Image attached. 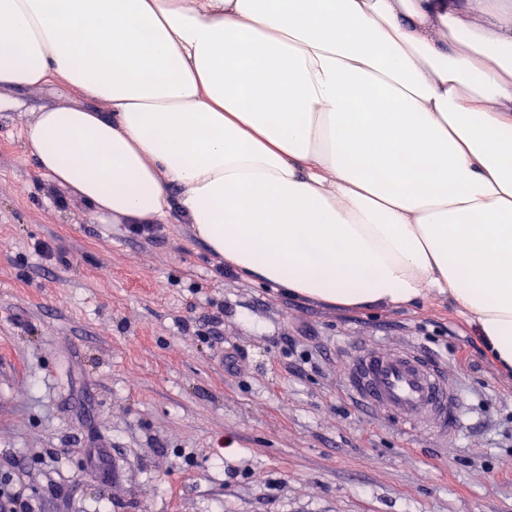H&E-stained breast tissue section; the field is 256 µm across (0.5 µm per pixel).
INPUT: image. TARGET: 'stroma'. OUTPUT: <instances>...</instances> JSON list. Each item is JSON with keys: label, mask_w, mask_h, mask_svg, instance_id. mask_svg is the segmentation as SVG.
Wrapping results in <instances>:
<instances>
[{"label": "stroma", "mask_w": 512, "mask_h": 512, "mask_svg": "<svg viewBox=\"0 0 512 512\" xmlns=\"http://www.w3.org/2000/svg\"><path fill=\"white\" fill-rule=\"evenodd\" d=\"M62 94L0 112V495L32 512H512V377L447 300L336 308L220 269L185 222L148 241L95 215L20 139ZM405 342L459 378L447 443L345 387L354 349Z\"/></svg>", "instance_id": "1"}]
</instances>
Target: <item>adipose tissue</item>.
Returning <instances> with one entry per match:
<instances>
[{
	"label": "adipose tissue",
	"instance_id": "adipose-tissue-1",
	"mask_svg": "<svg viewBox=\"0 0 512 512\" xmlns=\"http://www.w3.org/2000/svg\"><path fill=\"white\" fill-rule=\"evenodd\" d=\"M21 131L94 214L188 220L255 283L448 299L512 374V0H0Z\"/></svg>",
	"mask_w": 512,
	"mask_h": 512
}]
</instances>
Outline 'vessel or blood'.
<instances>
[{
    "instance_id": "b4317fda",
    "label": "vessel or blood",
    "mask_w": 512,
    "mask_h": 512,
    "mask_svg": "<svg viewBox=\"0 0 512 512\" xmlns=\"http://www.w3.org/2000/svg\"><path fill=\"white\" fill-rule=\"evenodd\" d=\"M344 382L354 398L408 430L447 436L461 409L455 376L409 344L356 349Z\"/></svg>"
}]
</instances>
